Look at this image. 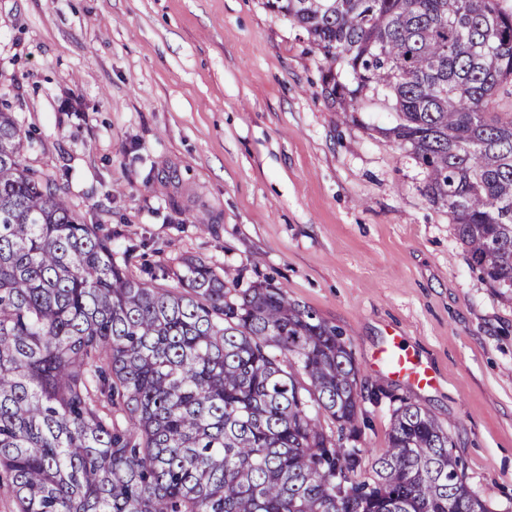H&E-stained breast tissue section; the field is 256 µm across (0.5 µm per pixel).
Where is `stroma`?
<instances>
[{"label": "stroma", "mask_w": 512, "mask_h": 512, "mask_svg": "<svg viewBox=\"0 0 512 512\" xmlns=\"http://www.w3.org/2000/svg\"><path fill=\"white\" fill-rule=\"evenodd\" d=\"M265 2L0 0V100L34 133L21 162L136 278L177 287L195 258L241 289L272 280L351 349L365 460L411 401L448 428L469 488L512 512V299L383 135V96L346 119L322 56ZM392 336L433 386L373 366Z\"/></svg>", "instance_id": "stroma-1"}]
</instances>
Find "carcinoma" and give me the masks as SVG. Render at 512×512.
Listing matches in <instances>:
<instances>
[{"label":"carcinoma","instance_id":"carcinoma-1","mask_svg":"<svg viewBox=\"0 0 512 512\" xmlns=\"http://www.w3.org/2000/svg\"><path fill=\"white\" fill-rule=\"evenodd\" d=\"M267 6L329 63L326 100L355 112L388 91V132L424 167L468 264L512 292V111L496 101L512 13L498 0ZM30 138L0 109V471L17 512H492L414 403L364 467L342 444L362 394L335 327L270 283L233 294L198 259L178 290L134 278L60 184L22 167Z\"/></svg>","mask_w":512,"mask_h":512}]
</instances>
